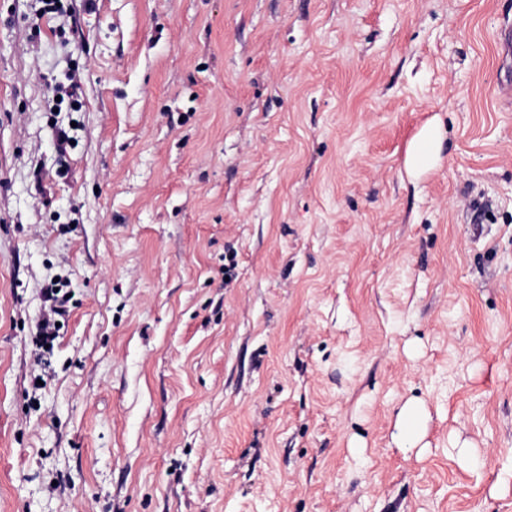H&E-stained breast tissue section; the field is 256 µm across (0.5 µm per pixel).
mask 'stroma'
<instances>
[{
    "instance_id": "stroma-1",
    "label": "stroma",
    "mask_w": 512,
    "mask_h": 512,
    "mask_svg": "<svg viewBox=\"0 0 512 512\" xmlns=\"http://www.w3.org/2000/svg\"><path fill=\"white\" fill-rule=\"evenodd\" d=\"M43 7L0 0V512H512V0ZM442 141V132L438 126L424 127L408 148L406 166L412 172L430 169L436 159ZM43 297L47 314L42 323V334L48 340L55 336L53 330L56 328V316H63L66 313L69 292L64 291L58 282H54L43 288ZM429 413L419 400H408L399 409L395 423V442L399 448H414L425 436Z\"/></svg>"
}]
</instances>
